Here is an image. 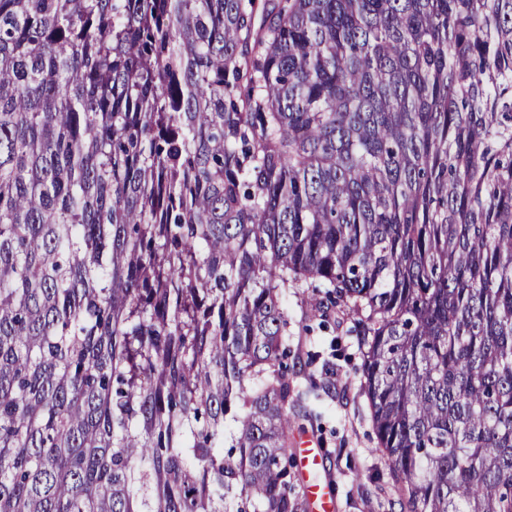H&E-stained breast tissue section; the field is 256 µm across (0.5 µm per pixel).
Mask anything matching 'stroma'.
<instances>
[{
    "mask_svg": "<svg viewBox=\"0 0 512 512\" xmlns=\"http://www.w3.org/2000/svg\"><path fill=\"white\" fill-rule=\"evenodd\" d=\"M352 326L336 307L327 328L301 338V351L317 353L336 366L338 394L324 399L318 428L310 436L323 450L324 470L336 480L335 512H384L379 503L390 491L391 479L376 451L369 409L360 394L361 359Z\"/></svg>",
    "mask_w": 512,
    "mask_h": 512,
    "instance_id": "stroma-1",
    "label": "stroma"
}]
</instances>
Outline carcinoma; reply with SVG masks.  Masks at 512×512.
I'll return each instance as SVG.
<instances>
[{
    "label": "carcinoma",
    "instance_id": "carcinoma-1",
    "mask_svg": "<svg viewBox=\"0 0 512 512\" xmlns=\"http://www.w3.org/2000/svg\"><path fill=\"white\" fill-rule=\"evenodd\" d=\"M358 330L399 512H512V0H0V512H308ZM312 313L308 304L306 288H291L288 291V315L297 324Z\"/></svg>",
    "mask_w": 512,
    "mask_h": 512
}]
</instances>
